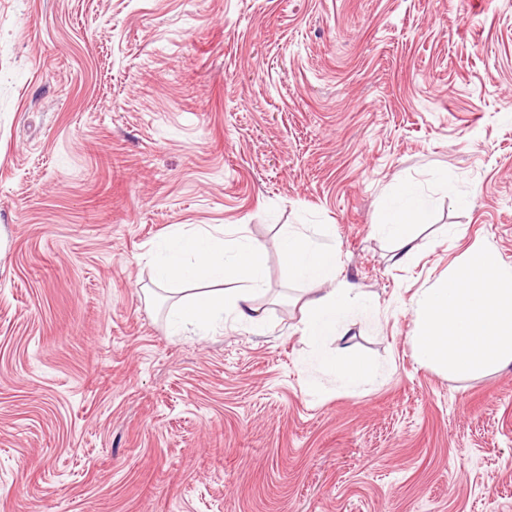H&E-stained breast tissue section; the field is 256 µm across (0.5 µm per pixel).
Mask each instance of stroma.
I'll return each mask as SVG.
<instances>
[{"label":"stroma","instance_id":"1","mask_svg":"<svg viewBox=\"0 0 512 512\" xmlns=\"http://www.w3.org/2000/svg\"><path fill=\"white\" fill-rule=\"evenodd\" d=\"M179 225L264 244L258 324L171 335ZM288 225L370 301L331 347L375 381L308 361ZM476 243L512 264V0H0V512H512V365L411 343ZM399 202L389 207L382 215L378 231L384 236L395 240L402 252L401 261H409L413 256L414 231L419 222L424 220V209L418 204L415 192L410 185H402L398 189Z\"/></svg>","mask_w":512,"mask_h":512}]
</instances>
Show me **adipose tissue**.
<instances>
[{
	"instance_id": "adipose-tissue-1",
	"label": "adipose tissue",
	"mask_w": 512,
	"mask_h": 512,
	"mask_svg": "<svg viewBox=\"0 0 512 512\" xmlns=\"http://www.w3.org/2000/svg\"><path fill=\"white\" fill-rule=\"evenodd\" d=\"M399 202L387 208L377 226L384 236L395 240L402 260H411L414 231L424 219L412 186L398 189ZM277 249L289 277L303 283L308 295L302 306L300 331L311 356L336 373L345 385L357 386L376 377L377 368L368 360L334 353L329 345L355 308L362 295L339 277L340 266L335 246L309 237L293 226L282 230ZM263 246L246 237L230 236L227 229H175L154 244L150 255L155 280L163 284L178 282L179 296L168 315L174 329L208 326L225 315L256 322L255 299L266 289L261 260ZM229 278L241 280L234 291L221 289Z\"/></svg>"
}]
</instances>
